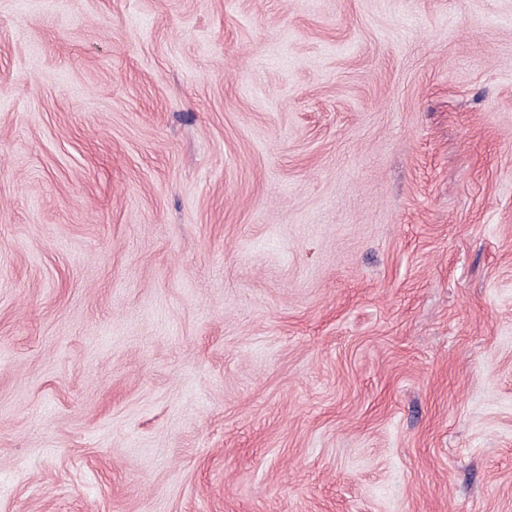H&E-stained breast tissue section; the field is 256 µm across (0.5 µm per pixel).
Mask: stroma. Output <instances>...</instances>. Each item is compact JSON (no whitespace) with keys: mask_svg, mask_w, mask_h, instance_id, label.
Here are the masks:
<instances>
[{"mask_svg":"<svg viewBox=\"0 0 512 512\" xmlns=\"http://www.w3.org/2000/svg\"><path fill=\"white\" fill-rule=\"evenodd\" d=\"M0 512H512V0H0Z\"/></svg>","mask_w":512,"mask_h":512,"instance_id":"1","label":"stroma"}]
</instances>
